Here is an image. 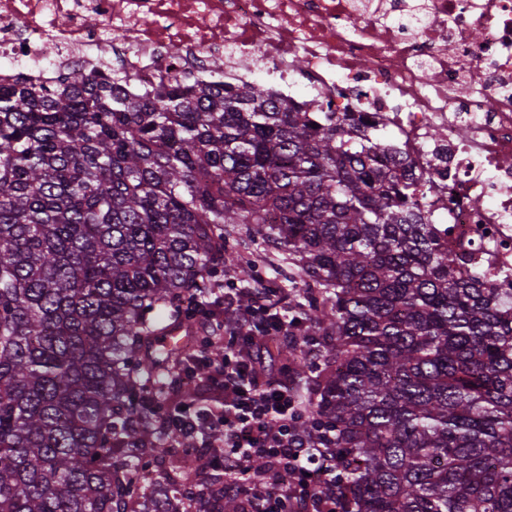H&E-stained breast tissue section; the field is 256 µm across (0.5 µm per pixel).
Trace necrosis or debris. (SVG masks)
Instances as JSON below:
<instances>
[{
  "label": "necrosis or debris",
  "mask_w": 512,
  "mask_h": 512,
  "mask_svg": "<svg viewBox=\"0 0 512 512\" xmlns=\"http://www.w3.org/2000/svg\"><path fill=\"white\" fill-rule=\"evenodd\" d=\"M104 53L137 88L219 56L394 132L459 274L512 277V0H0V80Z\"/></svg>",
  "instance_id": "obj_1"
}]
</instances>
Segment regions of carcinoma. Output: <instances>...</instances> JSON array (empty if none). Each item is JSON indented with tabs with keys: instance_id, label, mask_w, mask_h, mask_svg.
<instances>
[{
	"instance_id": "obj_1",
	"label": "carcinoma",
	"mask_w": 512,
	"mask_h": 512,
	"mask_svg": "<svg viewBox=\"0 0 512 512\" xmlns=\"http://www.w3.org/2000/svg\"><path fill=\"white\" fill-rule=\"evenodd\" d=\"M224 60L148 91L107 62L0 85V512H127L165 487L192 348L168 339L224 241L283 256L320 324L280 353L336 455L341 512H512V280L456 276L395 142L313 100L228 87ZM220 370L222 350L200 345Z\"/></svg>"
}]
</instances>
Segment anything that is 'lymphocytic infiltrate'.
Here are the masks:
<instances>
[{"label":"lymphocytic infiltrate","mask_w":512,"mask_h":512,"mask_svg":"<svg viewBox=\"0 0 512 512\" xmlns=\"http://www.w3.org/2000/svg\"><path fill=\"white\" fill-rule=\"evenodd\" d=\"M259 288L225 293L230 321L224 332L239 347L225 357L224 403L218 412L185 413L169 418L179 437L199 426L218 429L223 437L212 454L224 474V495L238 512H337L336 460L324 442L300 432L301 394L279 379L259 383L253 349L262 341L292 336L293 322L260 307ZM262 468H253L254 460Z\"/></svg>","instance_id":"1"}]
</instances>
